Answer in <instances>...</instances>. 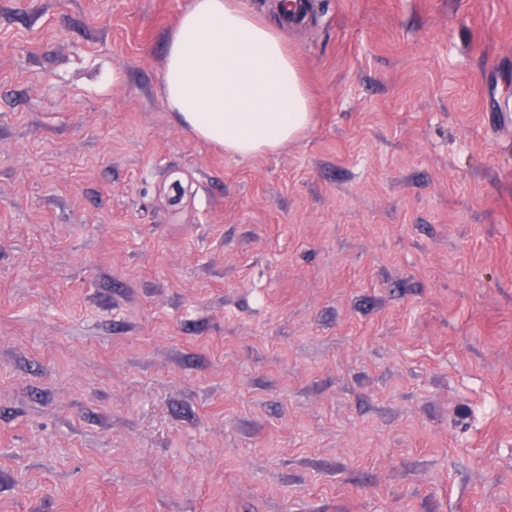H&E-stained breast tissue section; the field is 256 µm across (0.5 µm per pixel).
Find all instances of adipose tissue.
Segmentation results:
<instances>
[{"label":"adipose tissue","instance_id":"ef3b65f1","mask_svg":"<svg viewBox=\"0 0 512 512\" xmlns=\"http://www.w3.org/2000/svg\"><path fill=\"white\" fill-rule=\"evenodd\" d=\"M163 89L193 133L238 155L276 149L312 122L294 54L238 0H194L170 38Z\"/></svg>","mask_w":512,"mask_h":512}]
</instances>
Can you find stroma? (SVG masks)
Wrapping results in <instances>:
<instances>
[{"label": "stroma", "mask_w": 512, "mask_h": 512, "mask_svg": "<svg viewBox=\"0 0 512 512\" xmlns=\"http://www.w3.org/2000/svg\"><path fill=\"white\" fill-rule=\"evenodd\" d=\"M254 156L193 0H0V512H512V0H310ZM163 89L193 133L238 155L274 150L312 122L294 54L237 0H194L170 38Z\"/></svg>", "instance_id": "35a3bbf8"}]
</instances>
